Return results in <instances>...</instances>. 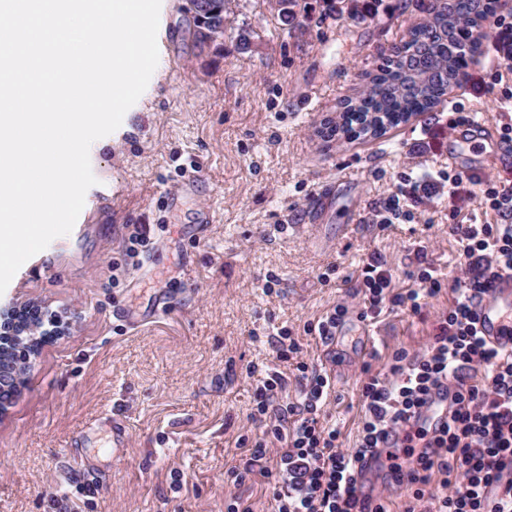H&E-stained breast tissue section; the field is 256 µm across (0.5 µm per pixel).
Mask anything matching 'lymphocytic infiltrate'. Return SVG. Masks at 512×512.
I'll return each mask as SVG.
<instances>
[{
  "instance_id": "f902f5d3",
  "label": "lymphocytic infiltrate",
  "mask_w": 512,
  "mask_h": 512,
  "mask_svg": "<svg viewBox=\"0 0 512 512\" xmlns=\"http://www.w3.org/2000/svg\"><path fill=\"white\" fill-rule=\"evenodd\" d=\"M486 26L492 33L487 75L495 85L512 72V15L493 14ZM461 194L478 196L497 221L467 224L449 209L448 233L462 251L451 282L433 274L424 247L407 274L410 288H393L381 255H370L359 271L364 320L386 309L420 313L424 299L446 285L454 297L423 352H394L382 374L364 365V414L354 447H343L336 427L320 418L334 389L331 377L300 359L290 331L279 332L276 357L294 361L303 401L278 403L283 376L263 380L252 417L264 436L241 459L244 474L264 478L272 512H512V352L488 342L476 326L478 302L500 273L512 271V179L449 174V197ZM436 392L448 409L435 425L423 410ZM273 440L278 449H270ZM388 445L387 483L406 492L396 509L384 493L362 490V461Z\"/></svg>"
}]
</instances>
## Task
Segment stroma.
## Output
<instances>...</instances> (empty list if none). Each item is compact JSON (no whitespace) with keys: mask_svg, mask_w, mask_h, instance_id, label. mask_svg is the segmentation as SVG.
I'll use <instances>...</instances> for the list:
<instances>
[{"mask_svg":"<svg viewBox=\"0 0 512 512\" xmlns=\"http://www.w3.org/2000/svg\"><path fill=\"white\" fill-rule=\"evenodd\" d=\"M428 2L375 0L361 18L298 0L301 26L289 30L272 0H230L223 43L200 48L186 0H162L158 65L120 127L91 145L97 183L72 231L0 294V312L37 308L71 326L31 353L0 411V512H225L232 496L269 512L265 485L236 476V442L259 431L250 366L289 371L272 352L283 327L334 381L322 412L354 445L363 365L377 373L397 350H424L448 310L443 292L420 313L361 321L354 278L363 261L385 257L394 287L405 288L424 246L448 278L461 260L449 206L464 221H496L478 197L417 189L440 187L452 171L497 172L486 157L512 121L503 96L512 74L484 89L481 57L448 94L488 124L468 147L453 137L447 103L376 140L318 134L359 94L361 74L424 20ZM243 30L254 48H240ZM191 172L199 190L180 196ZM323 187L336 203L316 223L307 208ZM395 194L411 219L371 223ZM205 209L213 223H200ZM140 224L148 243L133 255L128 237ZM331 262L337 276L325 285ZM338 304L348 313L326 345L306 326ZM117 427L121 448L112 445Z\"/></svg>","mask_w":512,"mask_h":512,"instance_id":"obj_1","label":"stroma"}]
</instances>
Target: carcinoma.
Returning <instances> with one entry per match:
<instances>
[{"label":"carcinoma","mask_w":512,"mask_h":512,"mask_svg":"<svg viewBox=\"0 0 512 512\" xmlns=\"http://www.w3.org/2000/svg\"><path fill=\"white\" fill-rule=\"evenodd\" d=\"M297 0H275L285 26L297 21ZM494 11V0H432L428 17L401 41L404 54L382 59L362 76L360 94L345 102L338 117L323 124L321 137L352 142L376 139L412 117L432 111L458 84V76L484 36L483 26Z\"/></svg>","instance_id":"1"}]
</instances>
